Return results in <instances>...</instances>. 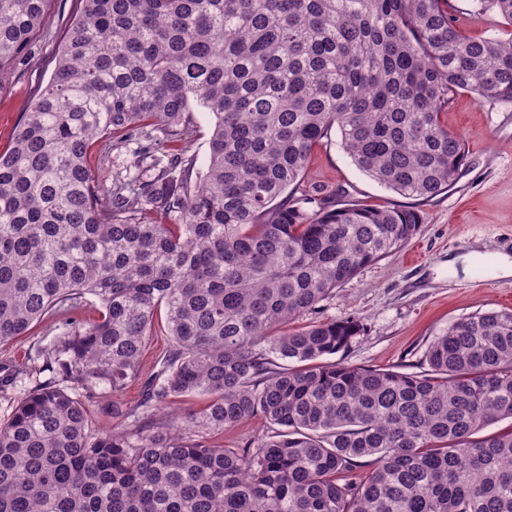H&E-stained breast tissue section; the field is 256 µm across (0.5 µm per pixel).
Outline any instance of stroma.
Masks as SVG:
<instances>
[{
	"mask_svg": "<svg viewBox=\"0 0 512 512\" xmlns=\"http://www.w3.org/2000/svg\"><path fill=\"white\" fill-rule=\"evenodd\" d=\"M80 11V0H48L30 55L0 79L1 151L11 147L27 102L49 82L68 27ZM449 13L463 35L512 38V26L495 12H477L473 0H450ZM191 108V118L182 126L178 140H147L150 151L184 153L206 162L215 117L199 103H192ZM441 120L462 136L466 158L454 186L414 204L421 223L411 243L419 247L421 260L411 261L407 248H400L362 269L296 320L300 326L360 320L361 333L337 355L344 364L417 372L427 345L450 323L479 311L512 310V274L491 267L485 273L487 287L471 285L476 257L489 254L512 259V103L459 90ZM301 186L337 190L342 199L371 206L409 203L363 173L336 130L312 153ZM100 311L99 301L86 296L77 309L58 312L35 325L28 335L0 345V367L20 373L16 388L0 396V425L7 422L25 390L53 377L36 356L37 344L49 343L70 321L97 319ZM168 345V337L162 334L149 337L141 373L123 394L117 398L103 394L90 402L92 432L134 429L126 413L139 404L148 379L160 371L158 359Z\"/></svg>",
	"mask_w": 512,
	"mask_h": 512,
	"instance_id": "1",
	"label": "stroma"
}]
</instances>
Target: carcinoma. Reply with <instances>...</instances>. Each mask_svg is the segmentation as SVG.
<instances>
[{
    "label": "carcinoma",
    "mask_w": 512,
    "mask_h": 512,
    "mask_svg": "<svg viewBox=\"0 0 512 512\" xmlns=\"http://www.w3.org/2000/svg\"><path fill=\"white\" fill-rule=\"evenodd\" d=\"M48 0H0V79L30 53ZM447 0H82L55 72L0 152V344L96 297L44 350L59 379L0 427V512H512V311L461 318L427 370L327 357L357 320L287 325L406 244L417 211L295 195L332 128L390 191L453 185L454 92L512 102V38H469ZM512 26V0H475ZM216 118L206 170L141 148L134 174H93L96 146ZM172 347L141 415L93 434L88 402L141 371L158 314ZM256 415L254 448L207 441ZM368 470L358 471L362 463Z\"/></svg>",
    "instance_id": "1"
}]
</instances>
